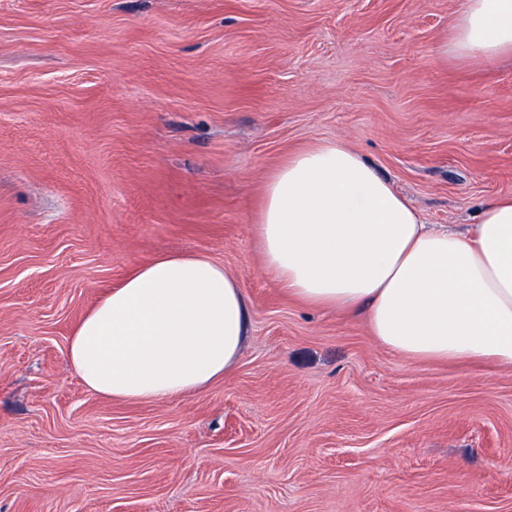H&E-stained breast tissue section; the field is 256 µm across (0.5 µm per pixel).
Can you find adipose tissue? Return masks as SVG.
<instances>
[{
	"mask_svg": "<svg viewBox=\"0 0 512 512\" xmlns=\"http://www.w3.org/2000/svg\"><path fill=\"white\" fill-rule=\"evenodd\" d=\"M440 52L512 56V0H463ZM255 233L280 287L309 306L361 311L393 352L512 367V194L484 203L468 232L433 229L357 151L321 140L266 179ZM248 316L222 264L160 256L83 317L68 363L115 399L199 393L234 369Z\"/></svg>",
	"mask_w": 512,
	"mask_h": 512,
	"instance_id": "1",
	"label": "adipose tissue"
}]
</instances>
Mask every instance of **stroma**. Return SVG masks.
<instances>
[{"instance_id":"1","label":"stroma","mask_w":512,"mask_h":512,"mask_svg":"<svg viewBox=\"0 0 512 512\" xmlns=\"http://www.w3.org/2000/svg\"><path fill=\"white\" fill-rule=\"evenodd\" d=\"M462 0H0V512H512V368L412 362L263 269L267 176L342 139L427 223L512 193V58ZM238 276L235 368L161 401L67 348L135 268ZM459 60L511 55L512 0H463L449 41L440 47Z\"/></svg>"}]
</instances>
